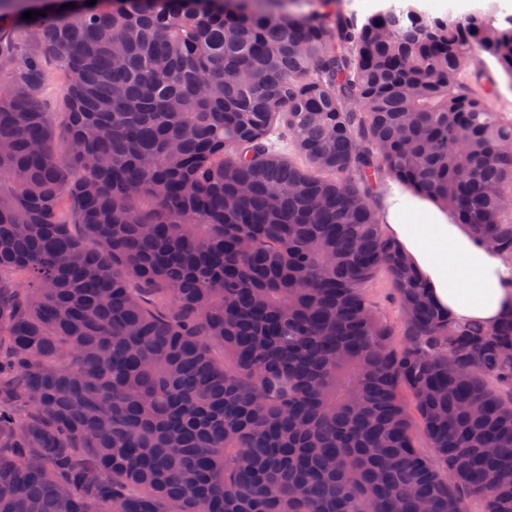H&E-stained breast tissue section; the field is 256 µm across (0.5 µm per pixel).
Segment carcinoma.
Wrapping results in <instances>:
<instances>
[{"mask_svg": "<svg viewBox=\"0 0 512 512\" xmlns=\"http://www.w3.org/2000/svg\"><path fill=\"white\" fill-rule=\"evenodd\" d=\"M63 2L0 0V512H512V312L454 326L373 192L512 259V117L463 68L512 84V16ZM46 79L38 90V99L47 112H62L65 77L58 62L46 63ZM368 298L377 307L381 315L388 321L395 331L394 345L399 348L404 343L401 336L402 314L394 299L391 281L386 273H379L365 288Z\"/></svg>", "mask_w": 512, "mask_h": 512, "instance_id": "1", "label": "carcinoma"}]
</instances>
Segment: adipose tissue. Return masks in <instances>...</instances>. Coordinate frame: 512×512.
I'll use <instances>...</instances> for the list:
<instances>
[{"instance_id":"obj_1","label":"adipose tissue","mask_w":512,"mask_h":512,"mask_svg":"<svg viewBox=\"0 0 512 512\" xmlns=\"http://www.w3.org/2000/svg\"><path fill=\"white\" fill-rule=\"evenodd\" d=\"M380 217L432 303L454 322L491 329L512 311V263L478 241L448 207L394 183L380 199Z\"/></svg>"}]
</instances>
